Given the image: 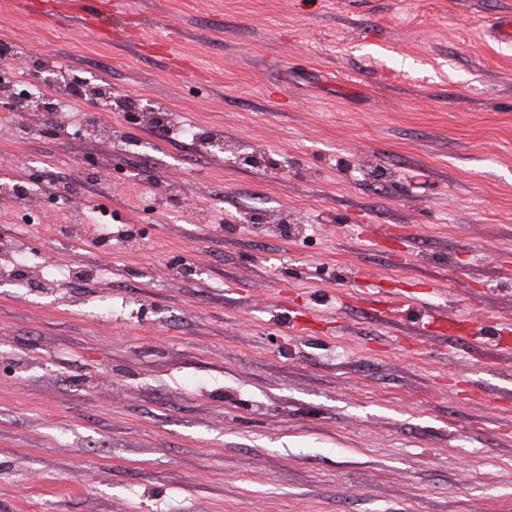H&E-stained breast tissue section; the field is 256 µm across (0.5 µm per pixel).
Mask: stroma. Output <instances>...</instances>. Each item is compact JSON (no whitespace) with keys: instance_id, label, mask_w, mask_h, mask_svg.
<instances>
[{"instance_id":"stroma-1","label":"stroma","mask_w":512,"mask_h":512,"mask_svg":"<svg viewBox=\"0 0 512 512\" xmlns=\"http://www.w3.org/2000/svg\"><path fill=\"white\" fill-rule=\"evenodd\" d=\"M125 8L105 44L0 0L116 103L0 107V177L86 187L0 198V512H512V0Z\"/></svg>"}]
</instances>
